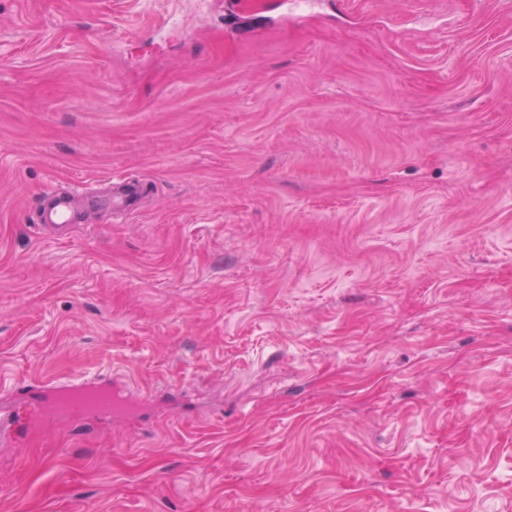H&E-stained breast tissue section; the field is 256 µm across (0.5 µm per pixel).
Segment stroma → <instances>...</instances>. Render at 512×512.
<instances>
[{
    "instance_id": "1",
    "label": "stroma",
    "mask_w": 512,
    "mask_h": 512,
    "mask_svg": "<svg viewBox=\"0 0 512 512\" xmlns=\"http://www.w3.org/2000/svg\"><path fill=\"white\" fill-rule=\"evenodd\" d=\"M0 423V512H512V0H0ZM69 203L66 197L49 195L47 204L37 215L38 223L61 224L67 222ZM116 390L106 380L71 385L70 388L53 392L48 403H60L67 415H83L112 419V396Z\"/></svg>"
}]
</instances>
